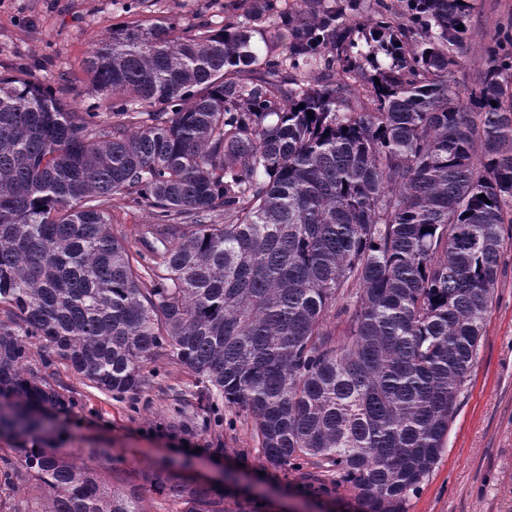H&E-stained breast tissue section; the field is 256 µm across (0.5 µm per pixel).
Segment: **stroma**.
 Returning a JSON list of instances; mask_svg holds the SVG:
<instances>
[{
    "label": "stroma",
    "instance_id": "35a3bbf8",
    "mask_svg": "<svg viewBox=\"0 0 512 512\" xmlns=\"http://www.w3.org/2000/svg\"><path fill=\"white\" fill-rule=\"evenodd\" d=\"M467 54L450 83L466 96L469 75L481 68L484 49L499 26L512 23V0H468ZM239 0H0V75L25 66L59 90L76 111L109 108L112 101L92 87L82 62L116 24L174 20L182 31L218 30L235 20ZM112 231L140 250L138 231L151 223L149 209L119 196L104 200ZM61 381L79 394L80 406L59 415V448L82 456L106 448L118 472L114 487L141 484L146 469L191 462V476L221 484L228 501L248 512H346L355 497L340 489L317 495L289 468L267 465L252 438L251 417L224 411V438L215 443L209 416L190 399L194 376L174 368L151 378L139 395L117 398L86 386L64 371ZM180 385L183 400L164 393ZM405 512H512V252L505 254L471 376L457 400L444 449L431 472L406 497Z\"/></svg>",
    "mask_w": 512,
    "mask_h": 512
}]
</instances>
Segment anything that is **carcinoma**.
Here are the masks:
<instances>
[{
	"instance_id": "1",
	"label": "carcinoma",
	"mask_w": 512,
	"mask_h": 512,
	"mask_svg": "<svg viewBox=\"0 0 512 512\" xmlns=\"http://www.w3.org/2000/svg\"><path fill=\"white\" fill-rule=\"evenodd\" d=\"M242 9L192 35L112 29L84 62L110 112L0 77V480L24 493L6 512H146L150 492L241 512L166 466L125 491L107 451H58L79 406L62 368L123 397L169 355L216 439L219 403L246 411L269 466L359 512H405L443 451L512 224V33L464 100L467 0ZM118 195L151 209L147 257L112 234Z\"/></svg>"
}]
</instances>
